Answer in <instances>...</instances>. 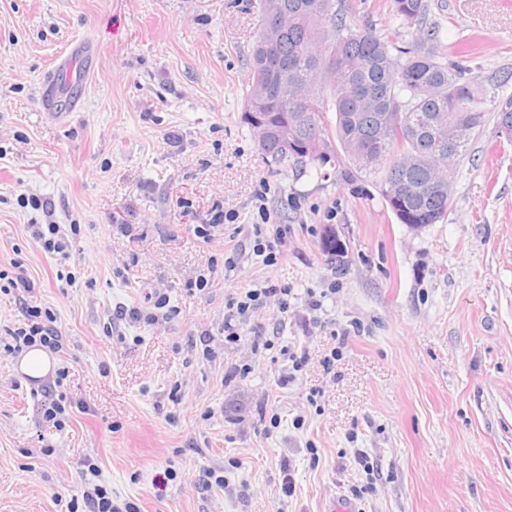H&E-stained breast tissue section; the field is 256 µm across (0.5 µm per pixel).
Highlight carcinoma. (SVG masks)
<instances>
[{"label":"carcinoma","mask_w":512,"mask_h":512,"mask_svg":"<svg viewBox=\"0 0 512 512\" xmlns=\"http://www.w3.org/2000/svg\"><path fill=\"white\" fill-rule=\"evenodd\" d=\"M288 26L269 41L263 13L252 52L251 84L241 119L251 113L271 126L286 124L288 145H260L282 167L344 164L345 176L382 173L381 194L402 224H436L448 211V171L493 105L501 135L512 139V96H499L508 78L479 80L468 66L440 52L442 26L430 19L427 0H390L393 15L418 30L397 47L370 27L352 28L336 0H284ZM466 127L448 145V125ZM323 251L342 270L344 245L335 237Z\"/></svg>","instance_id":"carcinoma-1"}]
</instances>
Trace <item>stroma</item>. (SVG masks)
Segmentation results:
<instances>
[{
    "label": "stroma",
    "mask_w": 512,
    "mask_h": 512,
    "mask_svg": "<svg viewBox=\"0 0 512 512\" xmlns=\"http://www.w3.org/2000/svg\"><path fill=\"white\" fill-rule=\"evenodd\" d=\"M347 0V22L398 45L389 0ZM447 48L480 78L512 71V0H429ZM262 0H0V269L31 290L0 292V339L24 305L50 310L65 338L57 366L63 427L42 420L41 386L0 349V512H67L95 462L140 512H512V141L488 119L457 164L448 211L413 229L387 208L377 175L284 168L241 120ZM99 57L81 97L47 118L43 79L80 40ZM285 228L268 267L224 252L248 242L254 191ZM76 224L68 258L45 253L29 224ZM237 214L209 243L193 229L214 203ZM132 225L121 235L117 227ZM346 246L344 270L322 250ZM206 275L209 288L191 292ZM271 281L235 348L202 359L224 296ZM335 287L319 312L309 291ZM163 289L178 314L113 323L117 304ZM272 350L252 355L256 335ZM309 360L292 372L288 352ZM333 365H326V357ZM247 360L248 375L231 377ZM288 385H280L285 373ZM364 450L376 471L355 459ZM223 488L202 490L204 471ZM294 492L285 495L283 478Z\"/></svg>",
    "instance_id": "35a3bbf8"
}]
</instances>
